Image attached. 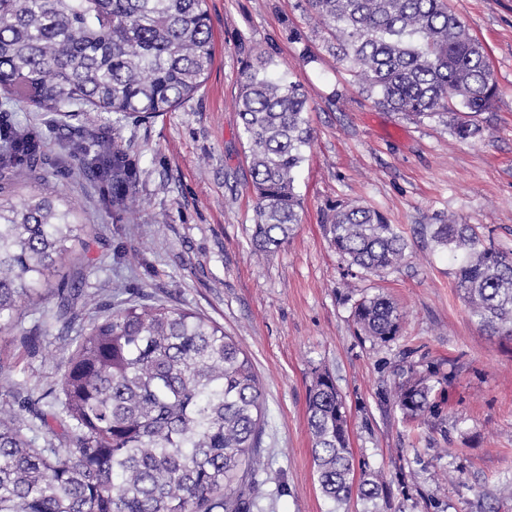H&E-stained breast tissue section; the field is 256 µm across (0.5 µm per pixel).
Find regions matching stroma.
Listing matches in <instances>:
<instances>
[{
  "label": "stroma",
  "mask_w": 512,
  "mask_h": 512,
  "mask_svg": "<svg viewBox=\"0 0 512 512\" xmlns=\"http://www.w3.org/2000/svg\"><path fill=\"white\" fill-rule=\"evenodd\" d=\"M485 47L497 85L491 111L475 114L482 139H455L447 119L417 120L367 96L326 48L302 0H207L214 65L202 87L148 122L87 112L132 144L138 169L130 218L116 220L96 190L72 181L37 189L64 194L92 233L73 244L86 269L76 310L93 318L114 289L198 311L235 336L262 384L260 512H328L311 456L307 395L317 372L333 377L347 412L355 469L378 475V512H512V337L471 319L456 263L420 228L452 215L512 253V0H448ZM298 29L301 41L287 39ZM287 62L308 95L313 143L296 180L301 222L278 249L254 254L253 195L236 98L246 57L239 40ZM369 206L410 243L382 276L348 265L327 227L336 208ZM384 295L402 313L388 342L359 334L356 303ZM34 299L20 328L0 332V358L17 363L25 390L55 381L67 362L58 327L32 353L19 338L46 307ZM428 376L435 409L406 421L392 401L409 374Z\"/></svg>",
  "instance_id": "obj_1"
}]
</instances>
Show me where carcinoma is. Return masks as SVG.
I'll list each match as a JSON object with an SVG mask.
<instances>
[{
	"mask_svg": "<svg viewBox=\"0 0 512 512\" xmlns=\"http://www.w3.org/2000/svg\"><path fill=\"white\" fill-rule=\"evenodd\" d=\"M338 60L379 106L416 118L450 116L460 141L482 137L467 118L488 112L497 85L485 47L444 0H305ZM238 112L255 196L251 244L269 252L300 224L296 173L313 135L307 99L288 64L246 48ZM214 62L206 0H0V331L68 259L85 226L59 195L19 198V179L86 183L104 209L122 211L136 188L129 147L107 127L68 119L92 109L135 122L175 110L200 89ZM62 117L54 142L16 117L24 107ZM330 242L367 273L394 270L409 245L375 209L336 208ZM431 239L457 262L456 287L471 318L512 335V256L472 224L432 225ZM84 278L49 292L53 306L20 337L36 348L61 324L69 357L60 378L20 398L0 361V512H251L262 496L252 465L264 425L251 359L224 328L191 309L115 293L90 322L75 300ZM358 330L388 341L400 331L387 297L361 299ZM433 386L410 377L395 387L403 415L431 411ZM307 424L322 496L340 512L352 496L375 504L379 478L354 482L344 402L331 376L316 374Z\"/></svg>",
	"mask_w": 512,
	"mask_h": 512,
	"instance_id": "carcinoma-1",
	"label": "carcinoma"
}]
</instances>
